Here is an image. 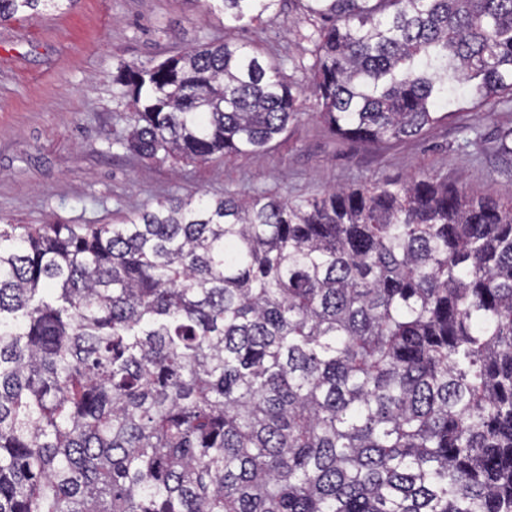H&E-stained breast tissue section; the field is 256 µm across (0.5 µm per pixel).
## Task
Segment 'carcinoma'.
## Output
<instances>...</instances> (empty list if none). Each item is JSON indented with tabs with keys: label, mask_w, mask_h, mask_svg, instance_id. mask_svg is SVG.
Wrapping results in <instances>:
<instances>
[{
	"label": "carcinoma",
	"mask_w": 512,
	"mask_h": 512,
	"mask_svg": "<svg viewBox=\"0 0 512 512\" xmlns=\"http://www.w3.org/2000/svg\"><path fill=\"white\" fill-rule=\"evenodd\" d=\"M77 0H0V22ZM245 27L283 0H206ZM365 145L512 101V0H302ZM253 44L125 67L126 149L254 155L304 90ZM0 512H512V191L423 174L0 218Z\"/></svg>",
	"instance_id": "obj_1"
}]
</instances>
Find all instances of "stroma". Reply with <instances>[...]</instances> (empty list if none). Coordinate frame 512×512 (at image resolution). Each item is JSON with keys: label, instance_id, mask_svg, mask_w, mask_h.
Masks as SVG:
<instances>
[{"label": "stroma", "instance_id": "stroma-1", "mask_svg": "<svg viewBox=\"0 0 512 512\" xmlns=\"http://www.w3.org/2000/svg\"><path fill=\"white\" fill-rule=\"evenodd\" d=\"M322 21L285 0L278 15L239 29L204 0H77L66 13L23 14L0 23V217L16 225L108 224L156 201L254 192L305 199L337 185L446 177L474 195L512 189V154L499 147L512 108L464 106L422 136L369 148L329 131L315 99L259 155L206 164H158L129 153V99L113 77L121 65L151 67L191 47L230 38L283 63L305 88L309 37Z\"/></svg>", "mask_w": 512, "mask_h": 512}]
</instances>
